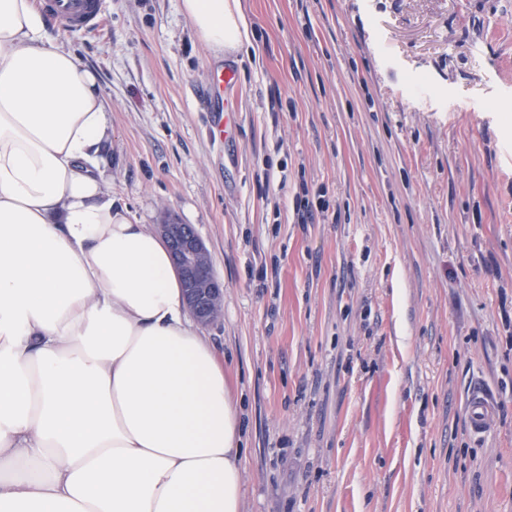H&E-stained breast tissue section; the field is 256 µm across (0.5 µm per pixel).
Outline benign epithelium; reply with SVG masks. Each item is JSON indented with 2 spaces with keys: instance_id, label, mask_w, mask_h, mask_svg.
Returning <instances> with one entry per match:
<instances>
[{
  "instance_id": "7a95c632",
  "label": "benign epithelium",
  "mask_w": 512,
  "mask_h": 512,
  "mask_svg": "<svg viewBox=\"0 0 512 512\" xmlns=\"http://www.w3.org/2000/svg\"><path fill=\"white\" fill-rule=\"evenodd\" d=\"M179 272L188 310L196 321L209 325L224 314V285L216 276L209 250L190 224L174 217L157 225Z\"/></svg>"
}]
</instances>
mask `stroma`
Segmentation results:
<instances>
[{
  "instance_id": "1",
  "label": "stroma",
  "mask_w": 512,
  "mask_h": 512,
  "mask_svg": "<svg viewBox=\"0 0 512 512\" xmlns=\"http://www.w3.org/2000/svg\"><path fill=\"white\" fill-rule=\"evenodd\" d=\"M103 2L97 31L51 33L111 104L113 193L194 225L224 283L199 333L241 512H512V0H240L226 142L180 0ZM466 424L469 433L477 437L487 434L495 424V399L484 385H474L469 389Z\"/></svg>"
}]
</instances>
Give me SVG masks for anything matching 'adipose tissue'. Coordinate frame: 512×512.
<instances>
[{
	"mask_svg": "<svg viewBox=\"0 0 512 512\" xmlns=\"http://www.w3.org/2000/svg\"><path fill=\"white\" fill-rule=\"evenodd\" d=\"M217 52L239 0H181ZM110 108L0 0V512H240L235 402L165 242L101 176Z\"/></svg>",
	"mask_w": 512,
	"mask_h": 512,
	"instance_id": "obj_1",
	"label": "adipose tissue"
}]
</instances>
